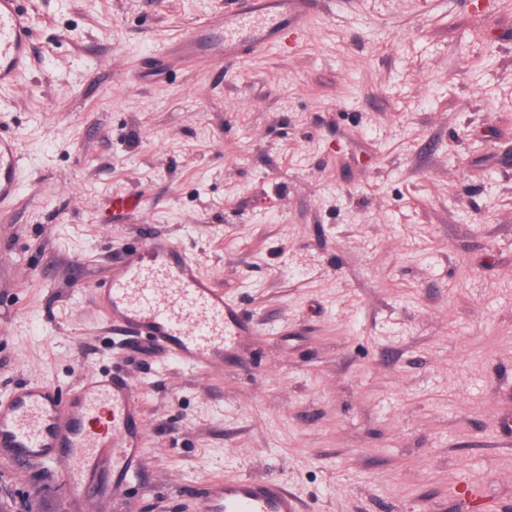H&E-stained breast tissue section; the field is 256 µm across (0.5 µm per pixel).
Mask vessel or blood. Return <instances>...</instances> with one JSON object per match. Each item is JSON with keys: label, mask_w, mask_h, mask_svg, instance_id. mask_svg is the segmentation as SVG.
I'll use <instances>...</instances> for the list:
<instances>
[{"label": "vessel or blood", "mask_w": 512, "mask_h": 512, "mask_svg": "<svg viewBox=\"0 0 512 512\" xmlns=\"http://www.w3.org/2000/svg\"><path fill=\"white\" fill-rule=\"evenodd\" d=\"M26 0H0V88L29 69L35 27ZM316 0H235L221 33L224 61L275 44L288 16L305 20ZM22 159L15 138L0 128V205L21 188ZM117 329L145 335L178 363L198 369L221 364L245 325L234 302L201 274L197 258L173 238L146 237L113 263L97 291ZM140 397L127 380L90 372L61 397L54 384L30 380L0 400V451L27 468L61 462L80 497L100 493L99 476L117 483L144 466ZM203 512H299L295 495L280 480L237 476L209 485Z\"/></svg>", "instance_id": "obj_1"}]
</instances>
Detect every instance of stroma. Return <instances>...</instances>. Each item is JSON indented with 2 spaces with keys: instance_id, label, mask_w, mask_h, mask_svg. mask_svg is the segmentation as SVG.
<instances>
[{
  "instance_id": "obj_1",
  "label": "stroma",
  "mask_w": 512,
  "mask_h": 512,
  "mask_svg": "<svg viewBox=\"0 0 512 512\" xmlns=\"http://www.w3.org/2000/svg\"><path fill=\"white\" fill-rule=\"evenodd\" d=\"M226 0H30L0 88L22 157L0 209V400L88 371L140 394L147 450L84 506L0 456V512H202L233 476L300 512H512V0H330L225 64ZM181 239L249 334L204 371L97 300Z\"/></svg>"
}]
</instances>
